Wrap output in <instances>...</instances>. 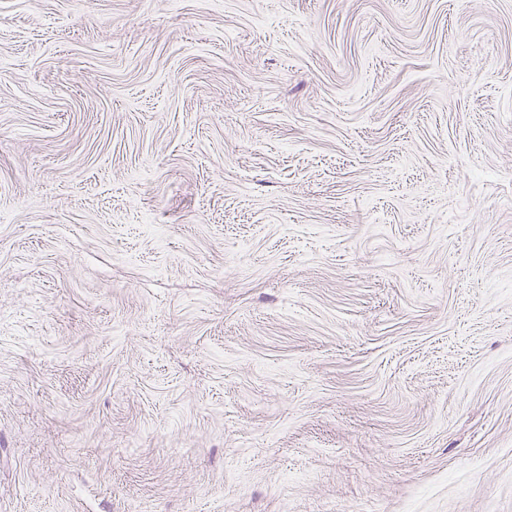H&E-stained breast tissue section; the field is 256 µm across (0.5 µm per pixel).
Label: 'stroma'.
<instances>
[{"instance_id": "35a3bbf8", "label": "stroma", "mask_w": 512, "mask_h": 512, "mask_svg": "<svg viewBox=\"0 0 512 512\" xmlns=\"http://www.w3.org/2000/svg\"><path fill=\"white\" fill-rule=\"evenodd\" d=\"M0 512H512V0H0Z\"/></svg>"}]
</instances>
